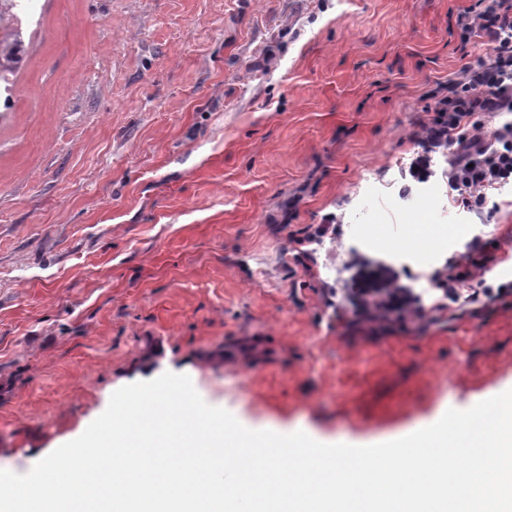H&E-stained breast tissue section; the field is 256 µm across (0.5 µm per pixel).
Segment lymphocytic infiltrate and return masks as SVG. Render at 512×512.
<instances>
[{"mask_svg": "<svg viewBox=\"0 0 512 512\" xmlns=\"http://www.w3.org/2000/svg\"><path fill=\"white\" fill-rule=\"evenodd\" d=\"M455 24L461 47L475 42L480 49L452 74L430 117L421 122V150L409 172L416 181H427L433 154L442 153L456 202L486 223L494 216L487 208L489 192L512 185V124L492 125L500 114L512 113V0H475L457 14ZM494 259L488 242L474 238L451 265L430 272L438 295L428 306L422 293L403 282L400 268L354 252L347 262L348 303L370 318L431 317L462 296L490 293L482 273Z\"/></svg>", "mask_w": 512, "mask_h": 512, "instance_id": "obj_1", "label": "lymphocytic infiltrate"}]
</instances>
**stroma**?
Returning a JSON list of instances; mask_svg holds the SVG:
<instances>
[{
  "mask_svg": "<svg viewBox=\"0 0 512 512\" xmlns=\"http://www.w3.org/2000/svg\"><path fill=\"white\" fill-rule=\"evenodd\" d=\"M474 0H39L0 64V469L117 389L188 375L245 427L367 446L512 389V296L406 325L342 310L350 250L412 273L476 222L418 124ZM333 218L339 236L310 239ZM416 231L395 248L390 225Z\"/></svg>",
  "mask_w": 512,
  "mask_h": 512,
  "instance_id": "stroma-1",
  "label": "stroma"
}]
</instances>
